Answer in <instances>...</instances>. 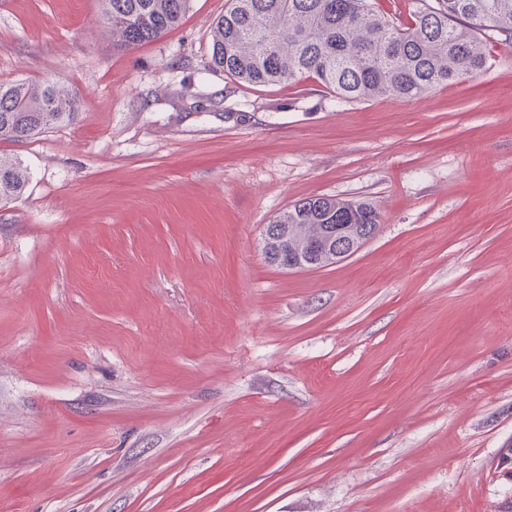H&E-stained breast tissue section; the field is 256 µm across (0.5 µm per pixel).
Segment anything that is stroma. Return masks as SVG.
<instances>
[{
  "mask_svg": "<svg viewBox=\"0 0 512 512\" xmlns=\"http://www.w3.org/2000/svg\"><path fill=\"white\" fill-rule=\"evenodd\" d=\"M229 0L131 51L101 0H0V81L74 124L0 154V512H497L512 445V45L412 100L207 68ZM374 238L288 270L294 202ZM29 182V173L17 160L0 155V208L18 197ZM337 220L354 224H336ZM273 223L295 224L292 230L304 231L312 240H317L319 229L325 225L319 244L295 239L286 231L281 237L277 230L269 231L273 245L269 256L274 264L289 270L313 269L317 264H335L357 252L375 235L379 214L363 201L345 206L333 198H306L296 201ZM356 224L376 225H366L364 234L357 235L354 233ZM314 255L318 259H314Z\"/></svg>",
  "mask_w": 512,
  "mask_h": 512,
  "instance_id": "35a3bbf8",
  "label": "stroma"
}]
</instances>
